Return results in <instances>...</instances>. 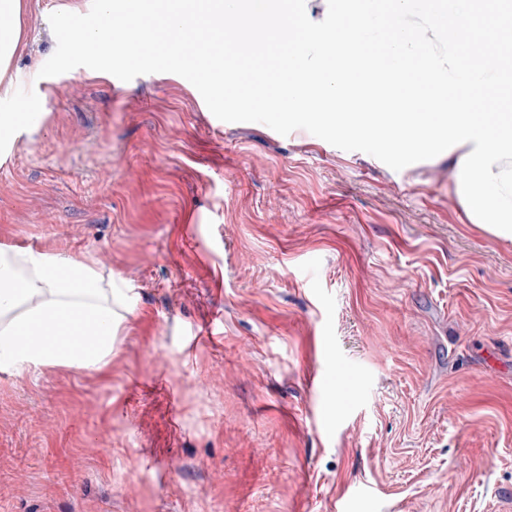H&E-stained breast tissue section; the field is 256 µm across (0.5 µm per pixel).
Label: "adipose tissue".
<instances>
[{"mask_svg": "<svg viewBox=\"0 0 512 512\" xmlns=\"http://www.w3.org/2000/svg\"><path fill=\"white\" fill-rule=\"evenodd\" d=\"M45 118L28 102L1 112L0 156ZM131 303L128 289L93 261L48 248L1 245L0 373L107 370L123 324L120 310ZM81 328L85 338L68 339V331Z\"/></svg>", "mask_w": 512, "mask_h": 512, "instance_id": "adipose-tissue-1", "label": "adipose tissue"}]
</instances>
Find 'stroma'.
Here are the masks:
<instances>
[{
  "label": "stroma",
  "instance_id": "1",
  "mask_svg": "<svg viewBox=\"0 0 512 512\" xmlns=\"http://www.w3.org/2000/svg\"><path fill=\"white\" fill-rule=\"evenodd\" d=\"M13 63L43 127L0 244L132 289L102 373L0 374V512H512V242L433 158L396 171L217 119L185 78Z\"/></svg>",
  "mask_w": 512,
  "mask_h": 512
}]
</instances>
